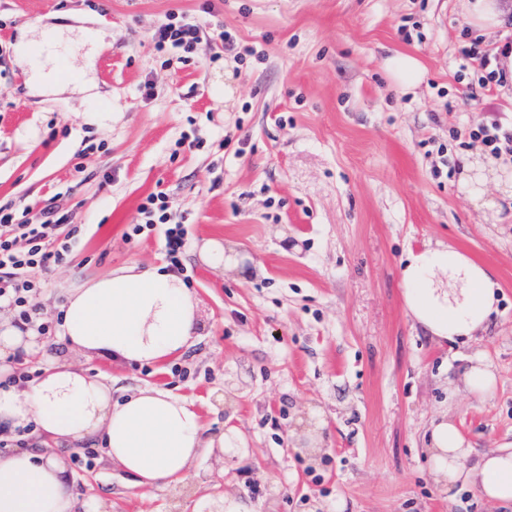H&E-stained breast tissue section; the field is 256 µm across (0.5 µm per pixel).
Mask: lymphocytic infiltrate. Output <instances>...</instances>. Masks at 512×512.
Here are the masks:
<instances>
[{"label": "lymphocytic infiltrate", "instance_id": "1", "mask_svg": "<svg viewBox=\"0 0 512 512\" xmlns=\"http://www.w3.org/2000/svg\"><path fill=\"white\" fill-rule=\"evenodd\" d=\"M158 50L167 52L172 63L188 64L194 43L200 41L198 29L177 13H169L151 32ZM512 53V42L493 48L474 42L461 50L463 65L478 73L476 83L468 85L464 96H482L492 100L496 85L506 81V72L498 69L496 59ZM141 219L133 225L132 235L158 233L165 258L179 267L180 256L187 244L184 225L171 222L167 202L162 194L147 197L139 208ZM79 227L72 224L68 213L50 205L35 220L17 218L14 212L0 208V310L13 312V326L20 331L32 330L46 336L50 325L41 314L37 301L39 283L35 271H48L66 262L73 254Z\"/></svg>", "mask_w": 512, "mask_h": 512}]
</instances>
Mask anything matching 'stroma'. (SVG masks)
<instances>
[{"label":"stroma","instance_id":"obj_1","mask_svg":"<svg viewBox=\"0 0 512 512\" xmlns=\"http://www.w3.org/2000/svg\"><path fill=\"white\" fill-rule=\"evenodd\" d=\"M172 11L235 51L204 40L189 66H169L148 33ZM49 32L75 73L51 89L27 52ZM508 34L470 27L459 0H0V206L51 200L81 229L72 260L40 276L43 313L73 284L164 263L157 235H130L161 191L188 230L201 320L195 344L160 364L89 357L55 336L23 353L25 369L39 377L49 357L116 395L156 386L192 402L209 435L242 437L149 490L105 449L88 461L27 440L63 461L79 512H215L227 492L253 512H512L467 485L448 498L423 452L447 410L476 450L512 443V200L499 190L512 168L485 166L456 134L493 111L512 121V84L492 102L461 96L476 79L462 47ZM396 54L421 63L416 88L392 80ZM105 109L108 130L87 123ZM466 158L485 182L477 200L458 187ZM211 240L230 264L206 262ZM436 241L500 284L477 342L436 343L408 313L401 261ZM478 351L496 368L493 395L449 398V372Z\"/></svg>","mask_w":512,"mask_h":512}]
</instances>
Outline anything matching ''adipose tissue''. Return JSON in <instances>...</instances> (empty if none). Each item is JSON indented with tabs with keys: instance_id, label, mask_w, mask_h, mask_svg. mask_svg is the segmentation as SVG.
<instances>
[{
	"instance_id": "ef3b65f1",
	"label": "adipose tissue",
	"mask_w": 512,
	"mask_h": 512,
	"mask_svg": "<svg viewBox=\"0 0 512 512\" xmlns=\"http://www.w3.org/2000/svg\"><path fill=\"white\" fill-rule=\"evenodd\" d=\"M405 304L437 342L478 338L498 311L497 283L487 268L452 245L408 252L401 267ZM200 324L198 300L181 274L132 264L66 288L58 333L72 348L128 364L162 362L188 348ZM496 388L483 354L469 358L449 396L482 398ZM34 423L37 434L70 446L97 436L112 461L138 486L182 482L202 449L235 448V432L208 437L191 403L140 388L113 397L110 385L70 364L48 366L28 389H0V423ZM430 474L444 493L457 483L482 498L512 504V446L476 452L450 416L433 420L426 442ZM77 498L56 458L29 451L0 456V512H76Z\"/></svg>"
}]
</instances>
